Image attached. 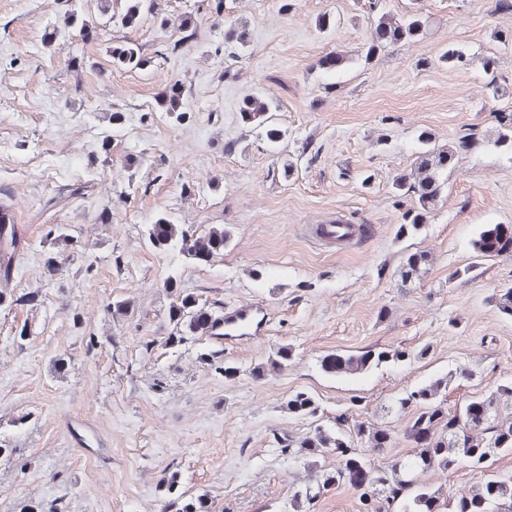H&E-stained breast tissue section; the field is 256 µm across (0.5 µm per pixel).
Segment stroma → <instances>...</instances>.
Here are the masks:
<instances>
[{
  "label": "stroma",
  "instance_id": "stroma-1",
  "mask_svg": "<svg viewBox=\"0 0 512 512\" xmlns=\"http://www.w3.org/2000/svg\"><path fill=\"white\" fill-rule=\"evenodd\" d=\"M283 2L156 0L125 26V0H0V211L16 236L0 274V512H161L172 476L216 512H288L309 481L292 442L315 426L397 431L406 414L383 408L407 391L447 375L453 404L512 381V316L491 300L512 288V258L458 273L484 225H512V149L495 144L512 108V42L500 41L512 15L496 0H382L427 29L368 62L366 0ZM320 14L335 28L319 32ZM73 15L87 31L67 26ZM231 27L250 37L239 62ZM127 43L147 67L113 65L111 47ZM451 47L466 68L439 63ZM336 52L344 66L323 68ZM489 66L501 96L485 89ZM176 80L180 118L157 106ZM258 91L277 106L274 148L238 112ZM423 132L457 153L425 224L405 232L412 201L391 182L414 167ZM162 215L196 232L224 225L231 241L207 262L157 248L148 228ZM336 223L361 232L339 246L306 230ZM415 252L426 260L402 280ZM180 290L218 312L262 304L268 330L172 338ZM285 345L288 368L259 375ZM368 349L404 359L360 375L325 367ZM461 367L475 377H453ZM298 393L316 416L288 411ZM506 472L512 452H495L482 472L422 480L457 497Z\"/></svg>",
  "mask_w": 512,
  "mask_h": 512
}]
</instances>
